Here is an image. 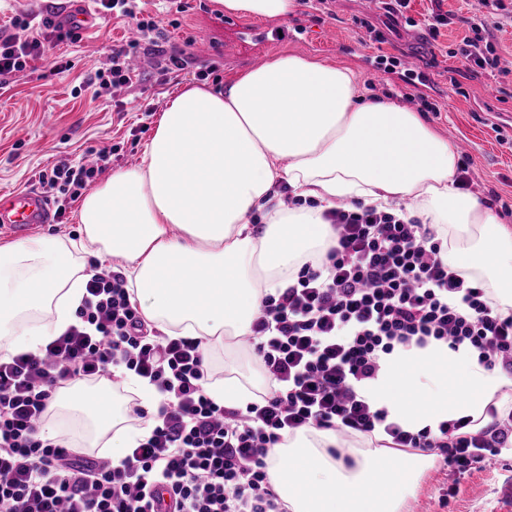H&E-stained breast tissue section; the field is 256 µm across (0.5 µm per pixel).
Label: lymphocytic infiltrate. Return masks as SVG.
<instances>
[{"mask_svg":"<svg viewBox=\"0 0 512 512\" xmlns=\"http://www.w3.org/2000/svg\"><path fill=\"white\" fill-rule=\"evenodd\" d=\"M135 24L137 39L113 47L110 68L89 72L94 97L133 83L129 66L141 38H166L144 20L137 0H100ZM508 12L504 0H477L455 51L465 70L495 69L490 39ZM13 36L0 39V77L23 71L45 45L70 38L54 16L21 13ZM61 161L39 182L64 215L103 170ZM332 241L302 264L286 287L263 297L245 342L270 390L245 409L207 394L212 382L202 341L168 336L145 320L122 273H93L76 324L39 352L0 356V512H287L268 473L269 453L287 435L315 428L391 437L396 449L435 451L464 473L512 443V411L467 433V419L437 431L410 432L361 394L378 379L383 355L432 342L470 349L487 370L512 374V313L493 289L466 277L426 224L374 207L326 212ZM130 371L155 392L157 409L134 407L152 428L120 460L86 458L63 441L40 436L50 399L75 381Z\"/></svg>","mask_w":512,"mask_h":512,"instance_id":"lymphocytic-infiltrate-1","label":"lymphocytic infiltrate"}]
</instances>
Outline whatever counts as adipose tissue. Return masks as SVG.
Segmentation results:
<instances>
[{
    "label": "adipose tissue",
    "instance_id": "1",
    "mask_svg": "<svg viewBox=\"0 0 512 512\" xmlns=\"http://www.w3.org/2000/svg\"><path fill=\"white\" fill-rule=\"evenodd\" d=\"M226 13L288 19L297 0H217ZM460 155L419 112L392 98L360 101L356 71L283 53L230 76L222 88H176L161 111L140 163L113 171L86 194L77 217L84 237L43 235L0 246V353L35 352L77 322L85 295L81 271L62 274L63 255L118 257L145 317L172 336L204 339L220 349L245 336L263 293L277 275L297 273L305 257L333 236L324 217L342 201L440 227L457 269L495 288L512 307V226L458 186ZM287 185L298 207L283 210L275 189ZM261 214L264 225L251 219ZM463 369L456 385L448 374ZM363 394L389 421L416 432L470 417V432L489 426L487 406L512 401V380L486 370L468 348L444 344L387 355ZM85 412L86 448L113 458L146 428L125 426L127 407L93 400L72 385L59 389L41 428L56 440L54 417ZM375 446L332 453L334 433L306 430L270 453L271 477L289 512H400L432 465L421 451L400 453L401 471L381 464ZM348 493L336 498L337 484Z\"/></svg>",
    "mask_w": 512,
    "mask_h": 512
}]
</instances>
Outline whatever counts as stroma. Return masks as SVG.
<instances>
[{
	"label": "stroma",
	"instance_id": "stroma-1",
	"mask_svg": "<svg viewBox=\"0 0 512 512\" xmlns=\"http://www.w3.org/2000/svg\"><path fill=\"white\" fill-rule=\"evenodd\" d=\"M180 13L174 0H142L144 16L161 20L169 46L190 57L182 71L159 81L160 58L146 53L140 78L93 98L80 89L90 67L110 65L113 46L127 41L121 19L100 12L99 27L80 40L50 46L43 57L12 74L0 90V193L38 188L39 171L61 160H93L110 151L107 170L139 163L150 140L165 95L177 86L222 85L249 68L253 49L266 57L288 51L326 62H345L358 74L364 99L392 95L404 107L420 111L429 125L452 143H466L459 167L468 190L512 225V73L464 70L454 56L465 25L442 28L429 39L424 21L433 0H412L406 21L390 22L378 0H299L288 19L242 18L224 12L214 0H187ZM338 29L342 43L325 48L321 32ZM384 42H376L375 33ZM424 62V76L408 80L380 64V56ZM71 62L58 71V60ZM208 71L199 79V71ZM512 486V454H501L496 468L483 466L450 478L434 462L419 480L402 512H497L500 497Z\"/></svg>",
	"mask_w": 512,
	"mask_h": 512
}]
</instances>
